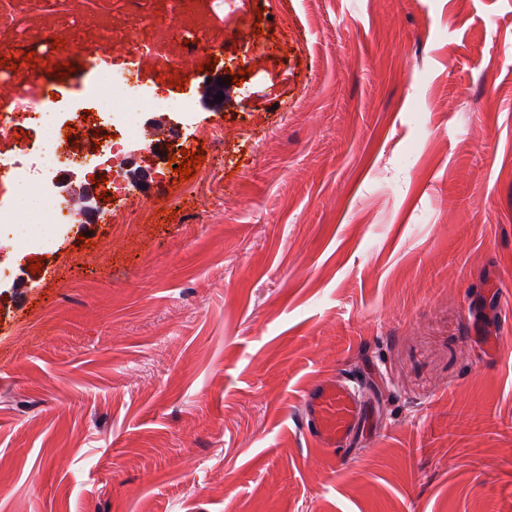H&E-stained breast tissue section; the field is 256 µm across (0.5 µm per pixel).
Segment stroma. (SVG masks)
I'll use <instances>...</instances> for the list:
<instances>
[{"mask_svg":"<svg viewBox=\"0 0 512 512\" xmlns=\"http://www.w3.org/2000/svg\"><path fill=\"white\" fill-rule=\"evenodd\" d=\"M210 2L8 0L18 71L63 41L62 109L129 30L146 92L226 85L153 117L213 178L0 250V512H512V0H224L264 30L238 85L189 42ZM354 366L338 457L301 397Z\"/></svg>","mask_w":512,"mask_h":512,"instance_id":"stroma-1","label":"stroma"}]
</instances>
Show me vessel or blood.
<instances>
[{
	"label": "vessel or blood",
	"mask_w": 512,
	"mask_h": 512,
	"mask_svg": "<svg viewBox=\"0 0 512 512\" xmlns=\"http://www.w3.org/2000/svg\"><path fill=\"white\" fill-rule=\"evenodd\" d=\"M365 422V401L347 379H326L303 395V428L320 447L338 450Z\"/></svg>",
	"instance_id": "vessel-or-blood-1"
}]
</instances>
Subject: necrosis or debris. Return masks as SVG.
I'll return each mask as SVG.
<instances>
[{
  "mask_svg": "<svg viewBox=\"0 0 512 512\" xmlns=\"http://www.w3.org/2000/svg\"><path fill=\"white\" fill-rule=\"evenodd\" d=\"M11 88V104L29 114L40 133L38 149H30L18 138L17 128L0 113V226H10L0 235V246L33 247L41 245L58 225L81 224L96 208L95 195L70 196L62 175L82 171L98 180L106 195H125L128 178L135 166L133 148L155 149L156 138L146 129L144 116L149 112H192L191 99H157L146 95L131 71L100 68L86 93L105 117L116 135L96 140V126L74 110L61 119L56 99L27 105L20 85L13 76H0V88ZM89 143L86 154L66 150V137Z\"/></svg>",
  "mask_w": 512,
  "mask_h": 512,
  "instance_id": "obj_1",
  "label": "necrosis or debris"
}]
</instances>
